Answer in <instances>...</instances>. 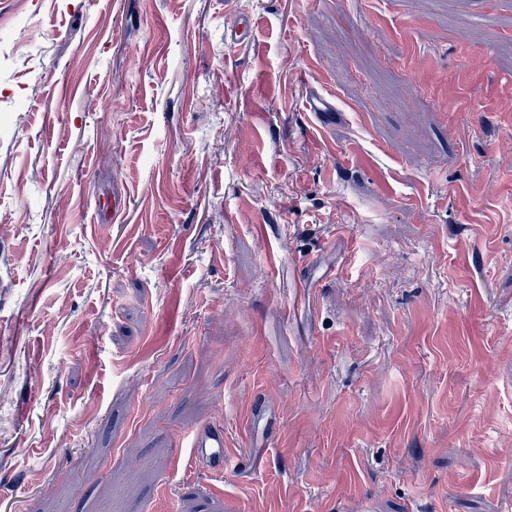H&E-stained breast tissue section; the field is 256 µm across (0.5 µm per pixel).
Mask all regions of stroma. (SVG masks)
<instances>
[{
    "label": "stroma",
    "instance_id": "1",
    "mask_svg": "<svg viewBox=\"0 0 512 512\" xmlns=\"http://www.w3.org/2000/svg\"><path fill=\"white\" fill-rule=\"evenodd\" d=\"M239 2L0 0V512H512V0ZM238 0L224 1V14L229 16L224 25V41L227 45L240 47L247 44L251 38L254 22L238 5ZM304 105L305 110L312 112L322 126H327L336 112V102L325 88L310 87ZM266 407L265 401H254L251 406L248 420L253 428L269 432L270 435L267 436V444L265 445V447L269 448L276 446L274 438L276 436V431L278 430V417L276 414H266ZM184 444L192 449L196 461L212 468L213 472L232 473L239 470L244 462V454L229 448L221 425L203 424L181 433L177 446L183 448Z\"/></svg>",
    "mask_w": 512,
    "mask_h": 512
}]
</instances>
